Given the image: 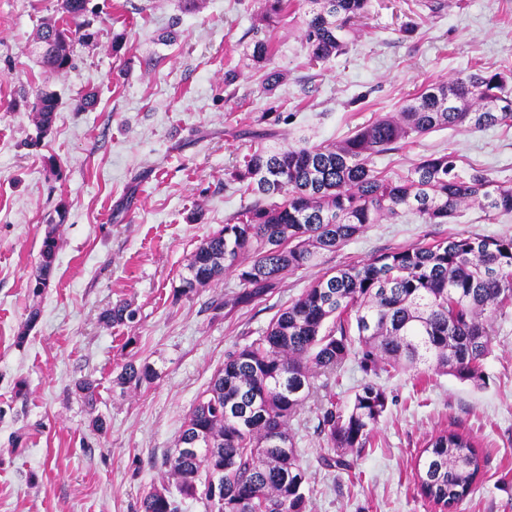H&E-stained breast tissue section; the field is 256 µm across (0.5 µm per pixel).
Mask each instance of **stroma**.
Instances as JSON below:
<instances>
[{
	"instance_id": "35a3bbf8",
	"label": "stroma",
	"mask_w": 512,
	"mask_h": 512,
	"mask_svg": "<svg viewBox=\"0 0 512 512\" xmlns=\"http://www.w3.org/2000/svg\"><path fill=\"white\" fill-rule=\"evenodd\" d=\"M90 6L103 17L57 73L40 64L37 37L60 0H0V512H137L147 491L174 487L164 456L225 356L327 270L450 235H512V214L475 206L450 224L384 218L254 306L217 310L237 289L230 273L178 295L190 254L250 201L225 172L248 151L262 112H283L277 142L326 145L399 112L429 85L479 68L512 73V0H446L439 12L421 5L413 14L403 0H371L348 53L314 66L300 9L263 27L257 0ZM258 37L272 47L264 68L249 58ZM230 68L240 77L228 87ZM269 69L286 75L271 95ZM40 89L58 98L45 134L30 112ZM89 92L97 101L86 108ZM443 152L457 156L460 176L512 187V128L500 126L415 135L373 164L396 178ZM51 229L59 249L38 291ZM119 302L135 309L134 322H103ZM494 329L481 384L427 369L372 378L388 405L352 471L321 466L318 410L307 401L290 428L308 471V512H441L418 492L415 471L442 430L468 435L484 458L456 512H512V309ZM132 358L157 371L136 389L116 381ZM86 378L98 384L91 406L75 390Z\"/></svg>"
}]
</instances>
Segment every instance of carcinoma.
I'll return each instance as SVG.
<instances>
[{
    "label": "carcinoma",
    "mask_w": 512,
    "mask_h": 512,
    "mask_svg": "<svg viewBox=\"0 0 512 512\" xmlns=\"http://www.w3.org/2000/svg\"><path fill=\"white\" fill-rule=\"evenodd\" d=\"M293 0H259L269 27L285 20ZM88 0H61V20L43 23L44 62L60 72L73 64L75 36H87ZM305 9L303 41L309 63L347 53L354 22L369 0H299ZM270 43L253 42L251 60L264 63ZM501 72L470 73L434 84L402 111L361 125L348 139L309 146H270L274 132H248L252 144L228 172L254 199L192 252L181 293L208 288L224 273L238 290L216 309L249 307L273 294L286 276L335 252L368 224L414 212L428 224H450L462 207L512 213V188L476 173L465 180L454 156L421 157L398 179L375 169V155L400 149L413 135L466 126L472 131L512 127V93ZM57 100L36 95L32 112L41 133L52 127ZM58 244L46 233L35 282L50 277ZM512 307V236L457 235L383 253L366 263L325 272L270 321L250 343L227 354L187 416L163 464L180 496L195 498L204 486L206 512H306L308 472L289 432L290 422L318 394L315 378L339 375L358 356L365 373L421 366L461 381L483 380V361L494 320ZM134 317L126 303L103 312L107 323ZM156 370L131 360L117 376L139 387ZM320 433L328 448L321 464L349 470L387 408L385 391L368 381L344 409L327 393L318 399ZM189 452L181 454L178 448ZM481 473L470 438L451 430L433 436L416 469L420 494L442 509L466 498ZM140 512H182L166 488L152 489Z\"/></svg>",
    "instance_id": "1"
}]
</instances>
